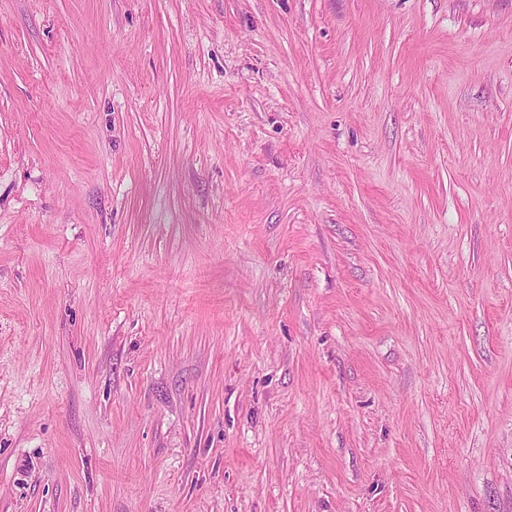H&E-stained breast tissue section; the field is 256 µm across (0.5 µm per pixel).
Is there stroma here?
Here are the masks:
<instances>
[{"instance_id": "obj_1", "label": "stroma", "mask_w": 512, "mask_h": 512, "mask_svg": "<svg viewBox=\"0 0 512 512\" xmlns=\"http://www.w3.org/2000/svg\"><path fill=\"white\" fill-rule=\"evenodd\" d=\"M0 512H512V0H0Z\"/></svg>"}]
</instances>
